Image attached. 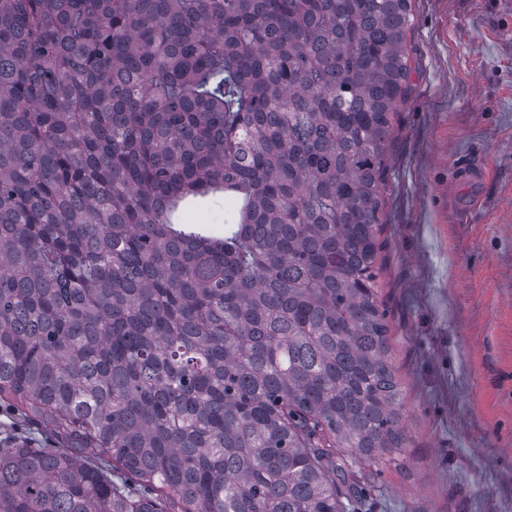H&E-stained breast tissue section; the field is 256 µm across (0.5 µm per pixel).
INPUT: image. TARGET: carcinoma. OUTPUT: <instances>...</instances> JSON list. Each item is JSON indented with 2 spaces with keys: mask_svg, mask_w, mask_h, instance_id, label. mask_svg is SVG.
Returning <instances> with one entry per match:
<instances>
[{
  "mask_svg": "<svg viewBox=\"0 0 512 512\" xmlns=\"http://www.w3.org/2000/svg\"><path fill=\"white\" fill-rule=\"evenodd\" d=\"M413 2L0 0V512L368 505ZM226 209L224 208V200H218L211 203L207 208L190 211L185 217L187 224H210L213 229H224V217ZM15 416L7 413L5 407L0 409V440L2 445L5 441L15 437H26L33 448H52L56 446L49 432L41 427L31 424L19 425Z\"/></svg>",
  "mask_w": 512,
  "mask_h": 512,
  "instance_id": "cac0c4a2",
  "label": "carcinoma"
}]
</instances>
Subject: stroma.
<instances>
[{
	"label": "stroma",
	"instance_id": "stroma-1",
	"mask_svg": "<svg viewBox=\"0 0 512 512\" xmlns=\"http://www.w3.org/2000/svg\"><path fill=\"white\" fill-rule=\"evenodd\" d=\"M415 13L379 272L407 446L369 509L512 512V0Z\"/></svg>",
	"mask_w": 512,
	"mask_h": 512
}]
</instances>
